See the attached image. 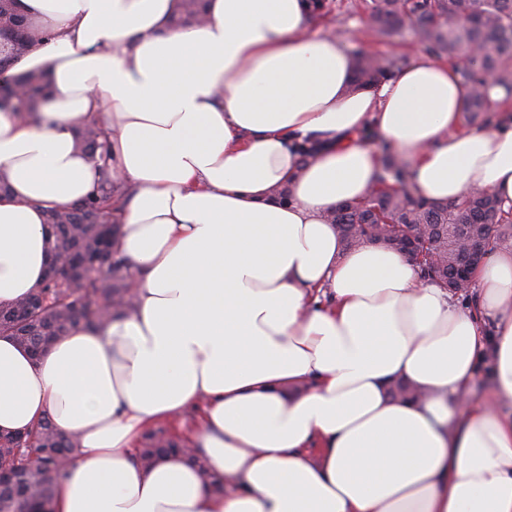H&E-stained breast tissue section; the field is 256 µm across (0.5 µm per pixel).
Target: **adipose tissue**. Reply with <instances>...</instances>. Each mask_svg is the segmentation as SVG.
Here are the masks:
<instances>
[{
    "label": "adipose tissue",
    "mask_w": 512,
    "mask_h": 512,
    "mask_svg": "<svg viewBox=\"0 0 512 512\" xmlns=\"http://www.w3.org/2000/svg\"><path fill=\"white\" fill-rule=\"evenodd\" d=\"M35 34L11 74L45 97L0 110V303L44 280L45 212L95 188L77 131H105L124 194L134 308L41 358L0 336V433L43 416L78 450L55 512H512V249L473 303L401 253L344 249L330 216L394 150L422 196L512 208V115L462 126L456 67L416 54L368 89L309 0H19ZM494 379L476 398L482 363ZM411 393L396 397L395 383ZM200 412L184 457L132 447Z\"/></svg>",
    "instance_id": "1"
}]
</instances>
